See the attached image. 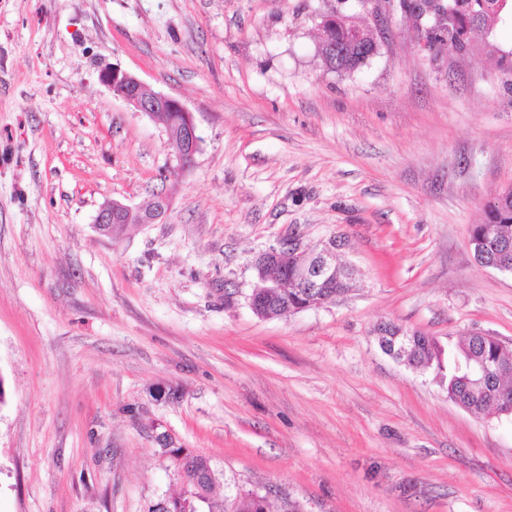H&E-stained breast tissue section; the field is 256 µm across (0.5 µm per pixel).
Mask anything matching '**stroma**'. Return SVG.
<instances>
[{"label": "stroma", "instance_id": "stroma-1", "mask_svg": "<svg viewBox=\"0 0 512 512\" xmlns=\"http://www.w3.org/2000/svg\"><path fill=\"white\" fill-rule=\"evenodd\" d=\"M332 12L383 32L350 74L318 55ZM419 41L357 0H0V512H151L187 486L163 436L220 501L512 512V417L379 345L383 323L512 344V275L468 246L512 187V29L464 59ZM112 66L186 104L193 165ZM161 192L160 223L96 230ZM293 236L344 238L356 278L258 318L255 261ZM132 213L129 206L117 201H108L101 205L95 224L100 232L106 233L112 224H123L122 220L129 219Z\"/></svg>", "mask_w": 512, "mask_h": 512}]
</instances>
